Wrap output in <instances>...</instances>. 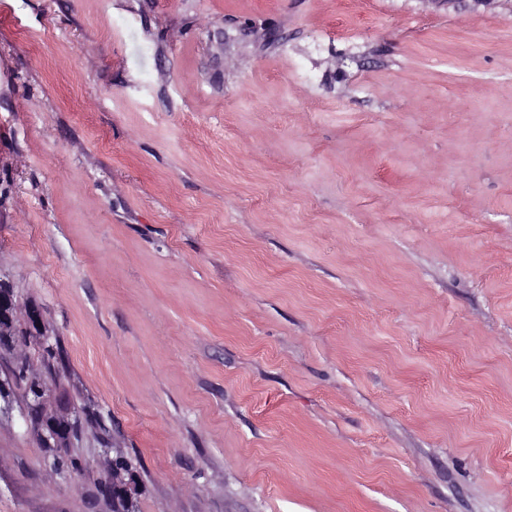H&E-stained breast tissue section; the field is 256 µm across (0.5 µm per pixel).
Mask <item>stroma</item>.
<instances>
[{"mask_svg":"<svg viewBox=\"0 0 512 512\" xmlns=\"http://www.w3.org/2000/svg\"><path fill=\"white\" fill-rule=\"evenodd\" d=\"M0 281V512H512V0H6ZM2 290H0V341L6 340L7 336H12L9 330L12 314L20 312V306L16 302L15 295L10 285L0 281ZM36 381V404L29 412L31 417H27L34 423L39 430V434L47 442L51 443L50 439L57 440L56 431L65 432L71 428L70 410L66 406L55 405L52 407V388L44 382ZM113 488L117 489L119 494L118 498L113 494ZM136 490V483L132 480H128L124 484L113 483L112 481V491L110 488H105L103 489V493L107 497L112 496V504H114L116 512H131Z\"/></svg>","mask_w":512,"mask_h":512,"instance_id":"35a3bbf8","label":"stroma"}]
</instances>
